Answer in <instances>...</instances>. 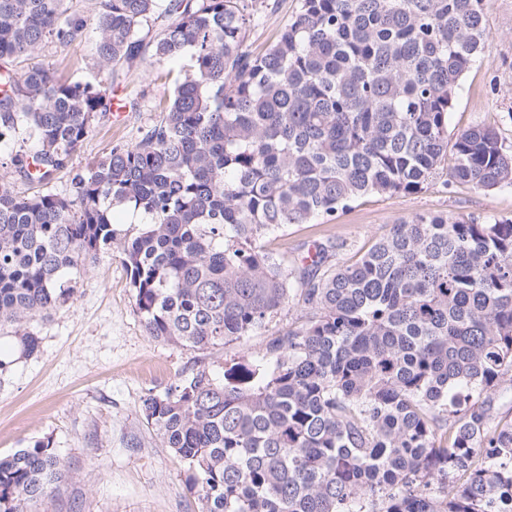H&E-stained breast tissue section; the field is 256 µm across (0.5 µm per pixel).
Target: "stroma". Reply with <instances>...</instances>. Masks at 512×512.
<instances>
[{
    "label": "stroma",
    "mask_w": 512,
    "mask_h": 512,
    "mask_svg": "<svg viewBox=\"0 0 512 512\" xmlns=\"http://www.w3.org/2000/svg\"><path fill=\"white\" fill-rule=\"evenodd\" d=\"M300 7L301 0H267L248 27V48L266 49ZM484 16L490 33L485 58L465 73L448 131L491 124L510 146L512 0H485ZM93 43L89 29L67 48L46 47L37 62L64 79L93 80ZM162 71L158 64L147 74L118 69L114 88L130 105L123 123L97 118L72 155L70 172L60 173L53 189H65L71 171L106 155L114 144L135 142L156 119L155 104L172 92L173 80ZM428 213L512 218V187L449 188L438 177L411 193L362 196L327 222L290 225L271 236L269 246L295 263L314 241L331 236L350 244L346 258L353 261L391 224ZM310 315L303 304H290L266 330L225 347L193 351L164 343L144 328L119 246L102 250L80 269L69 305L29 322V331L40 338L36 353L24 356L12 331H0V356L11 362L0 373V453L37 440L53 442L67 471L57 490L37 503V512H200L186 465L142 414L144 394L164 391L197 366L223 377L226 361L260 358L272 338Z\"/></svg>",
    "instance_id": "35a3bbf8"
}]
</instances>
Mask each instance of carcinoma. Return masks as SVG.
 <instances>
[{
	"label": "carcinoma",
	"mask_w": 512,
	"mask_h": 512,
	"mask_svg": "<svg viewBox=\"0 0 512 512\" xmlns=\"http://www.w3.org/2000/svg\"><path fill=\"white\" fill-rule=\"evenodd\" d=\"M484 0H302L261 53V0H0V144L25 182L68 168L112 112L114 68L179 62L133 144L68 188L0 178V328L66 306L71 276L114 243L147 333L230 345L302 301L308 321L235 361L193 369L142 412L191 472L201 512H512V218L419 215L355 262L313 243L299 265L264 239L359 197L512 186V146L480 124L448 144L464 74L484 59ZM93 22L92 81L26 62ZM156 28L150 39L144 28ZM140 214L136 234L115 208ZM65 473L51 440L0 456V512H31Z\"/></svg>",
	"instance_id": "obj_1"
}]
</instances>
